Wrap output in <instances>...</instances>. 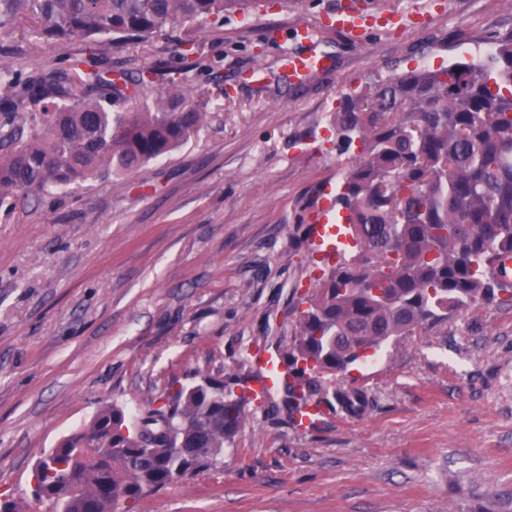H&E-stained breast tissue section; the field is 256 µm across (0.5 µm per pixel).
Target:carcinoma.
<instances>
[{"label": "carcinoma", "instance_id": "cac0c4a2", "mask_svg": "<svg viewBox=\"0 0 512 512\" xmlns=\"http://www.w3.org/2000/svg\"><path fill=\"white\" fill-rule=\"evenodd\" d=\"M262 0H0V25L31 20L46 36L142 40ZM153 83L64 53L26 77L0 68V95L30 105L0 110V207L22 194L126 174L174 151L202 113L179 85L144 119L129 105ZM339 155L352 154L336 191V227L355 250L307 289L297 333L282 355L290 421L310 401L357 415L359 387L338 383L350 365L391 339L448 318L480 298L512 304V35L470 61L420 65L347 96L332 117ZM211 376L168 394L132 421L104 406L38 462L33 496L50 512H120L175 479L208 469L243 428L251 388Z\"/></svg>", "mask_w": 512, "mask_h": 512}]
</instances>
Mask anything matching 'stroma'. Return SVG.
Returning a JSON list of instances; mask_svg holds the SVG:
<instances>
[{"mask_svg": "<svg viewBox=\"0 0 512 512\" xmlns=\"http://www.w3.org/2000/svg\"><path fill=\"white\" fill-rule=\"evenodd\" d=\"M348 2L276 0L203 24L189 70L175 23L101 45L106 67L155 71L135 110L150 113L178 76L204 118L133 173L0 210V494L31 503L39 458L101 406L135 414L204 376L258 375L252 351L288 347L316 280L309 204L346 163L328 123L341 95L512 33V0H361L426 20L358 46L330 30L292 40ZM87 49L28 21L0 26V65L26 76ZM286 51L329 55L333 69L285 80ZM343 380L368 392L364 415L336 408L303 432L275 392L219 464L129 512H512V305L481 300L423 325Z\"/></svg>", "mask_w": 512, "mask_h": 512, "instance_id": "35a3bbf8", "label": "stroma"}]
</instances>
